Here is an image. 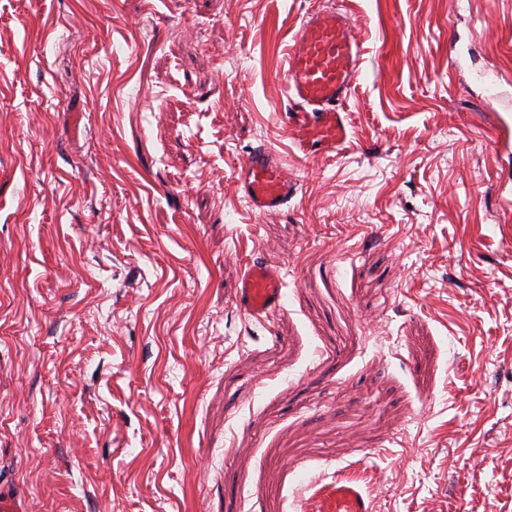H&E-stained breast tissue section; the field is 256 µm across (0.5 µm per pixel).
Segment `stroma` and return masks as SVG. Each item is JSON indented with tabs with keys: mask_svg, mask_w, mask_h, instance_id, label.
<instances>
[{
	"mask_svg": "<svg viewBox=\"0 0 512 512\" xmlns=\"http://www.w3.org/2000/svg\"><path fill=\"white\" fill-rule=\"evenodd\" d=\"M347 10L350 143L278 116ZM512 0H0V493L28 512H512ZM267 144L299 184L255 213ZM284 279L270 320L236 288ZM235 182L249 206L258 213L284 208L297 190L285 160L265 144L248 152L236 172ZM284 282L280 272L261 261L246 263L236 302L239 310L256 320H269L282 306ZM311 499L320 512H370L369 498L354 484L319 483L313 486Z\"/></svg>",
	"mask_w": 512,
	"mask_h": 512,
	"instance_id": "1",
	"label": "stroma"
}]
</instances>
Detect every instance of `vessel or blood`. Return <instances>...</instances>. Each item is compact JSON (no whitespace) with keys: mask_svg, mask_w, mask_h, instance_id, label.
Instances as JSON below:
<instances>
[{"mask_svg":"<svg viewBox=\"0 0 512 512\" xmlns=\"http://www.w3.org/2000/svg\"><path fill=\"white\" fill-rule=\"evenodd\" d=\"M360 56L347 13L318 10L304 16L289 48L283 74L288 107L280 116L297 157L329 158L345 147L344 104L357 80ZM235 182L259 213L284 208L297 190L285 160L264 144L248 152ZM283 288L279 271L253 260L245 267L236 302L244 315L266 321L280 310ZM311 499L318 512H371L369 498L349 483L316 484Z\"/></svg>","mask_w":512,"mask_h":512,"instance_id":"vessel-or-blood-1","label":"vessel or blood"}]
</instances>
